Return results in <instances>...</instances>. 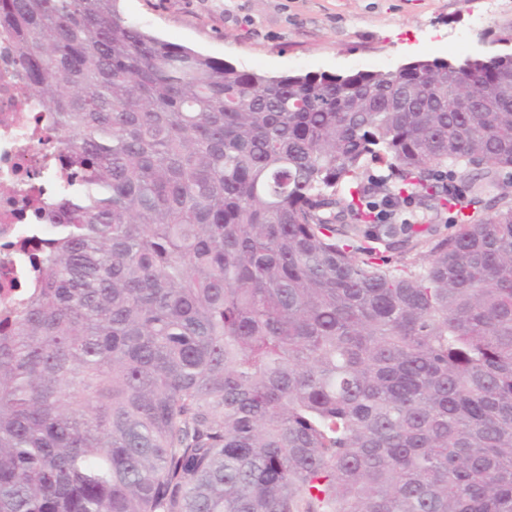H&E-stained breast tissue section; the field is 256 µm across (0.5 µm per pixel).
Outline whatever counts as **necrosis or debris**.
Returning a JSON list of instances; mask_svg holds the SVG:
<instances>
[{
	"mask_svg": "<svg viewBox=\"0 0 512 512\" xmlns=\"http://www.w3.org/2000/svg\"><path fill=\"white\" fill-rule=\"evenodd\" d=\"M46 106L30 88L11 40L0 34V305L27 274L21 243L29 216L55 195L56 137Z\"/></svg>",
	"mask_w": 512,
	"mask_h": 512,
	"instance_id": "necrosis-or-debris-1",
	"label": "necrosis or debris"
}]
</instances>
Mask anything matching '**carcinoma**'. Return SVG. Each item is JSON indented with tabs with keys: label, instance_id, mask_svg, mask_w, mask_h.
I'll return each mask as SVG.
<instances>
[{
	"label": "carcinoma",
	"instance_id": "obj_1",
	"mask_svg": "<svg viewBox=\"0 0 512 512\" xmlns=\"http://www.w3.org/2000/svg\"><path fill=\"white\" fill-rule=\"evenodd\" d=\"M115 2L0 0L64 154L0 320V512H512V193L465 213L512 168V35L270 76Z\"/></svg>",
	"mask_w": 512,
	"mask_h": 512
}]
</instances>
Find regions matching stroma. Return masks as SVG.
Instances as JSON below:
<instances>
[{"instance_id":"stroma-1","label":"stroma","mask_w":512,"mask_h":512,"mask_svg":"<svg viewBox=\"0 0 512 512\" xmlns=\"http://www.w3.org/2000/svg\"><path fill=\"white\" fill-rule=\"evenodd\" d=\"M128 22L271 75L393 69L498 51L512 0H118Z\"/></svg>"}]
</instances>
